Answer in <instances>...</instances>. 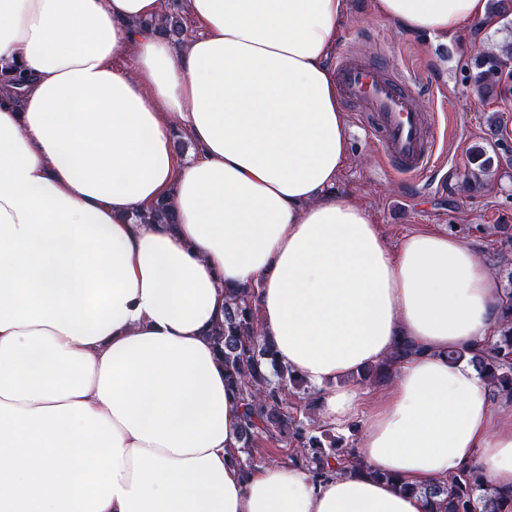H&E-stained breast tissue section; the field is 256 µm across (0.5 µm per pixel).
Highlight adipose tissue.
Wrapping results in <instances>:
<instances>
[{"mask_svg": "<svg viewBox=\"0 0 512 512\" xmlns=\"http://www.w3.org/2000/svg\"><path fill=\"white\" fill-rule=\"evenodd\" d=\"M0 0V512H425L344 471H240V404L209 336L258 287L260 329L360 428L370 469L425 485L475 466L512 490V404L454 350L487 344L501 291L450 233L390 246L337 195L346 114L328 60L349 0ZM434 43L488 0H370ZM135 49L132 64L121 59ZM192 147L184 156L175 136ZM172 203L175 226L134 216ZM387 397L353 377L399 342ZM174 2L175 1H171L170 3V6H173V9H170V12L165 13L161 18H158V20H156L155 22L151 20L150 25L158 26L159 29H163L166 33L169 34V36L175 37L177 38V40H179V37L182 35L184 31L181 40H173L176 44H181L185 42L188 36L191 34V24L184 15L181 16ZM182 17L183 24L181 22Z\"/></svg>", "mask_w": 512, "mask_h": 512, "instance_id": "ef3b65f1", "label": "adipose tissue"}]
</instances>
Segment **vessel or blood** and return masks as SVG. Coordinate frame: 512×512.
I'll use <instances>...</instances> for the list:
<instances>
[{
    "mask_svg": "<svg viewBox=\"0 0 512 512\" xmlns=\"http://www.w3.org/2000/svg\"><path fill=\"white\" fill-rule=\"evenodd\" d=\"M334 67L341 99L365 114L367 130L381 146L391 170L406 178L422 176L439 142L413 81L352 48L339 53Z\"/></svg>",
    "mask_w": 512,
    "mask_h": 512,
    "instance_id": "vessel-or-blood-1",
    "label": "vessel or blood"
}]
</instances>
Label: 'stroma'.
<instances>
[{"mask_svg": "<svg viewBox=\"0 0 512 512\" xmlns=\"http://www.w3.org/2000/svg\"><path fill=\"white\" fill-rule=\"evenodd\" d=\"M509 37L512 32L499 25L482 30L470 25L449 37L448 81L438 92L428 39L411 37L392 21L374 17L368 0H350L339 44L355 45L370 59L386 57L396 69L420 79L426 87L421 98L427 110L439 116L438 159L419 182L408 184L391 171L358 116L347 115L350 159L338 189L366 205L390 244H398L406 234L418 230L444 228L475 249L484 261H491L499 252V238L491 229L497 224L512 225V166L492 172L476 193L466 191L463 175L469 168L471 148L486 143L490 116H499L502 125L489 143L498 154L512 157V92L491 101L475 98L467 81V64L471 52Z\"/></svg>", "mask_w": 512, "mask_h": 512, "instance_id": "stroma-1", "label": "stroma"}]
</instances>
